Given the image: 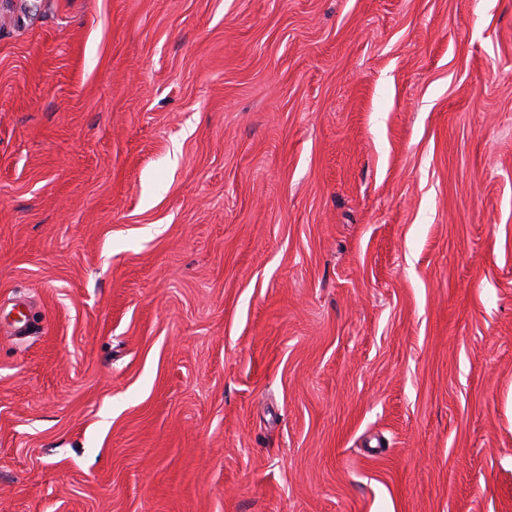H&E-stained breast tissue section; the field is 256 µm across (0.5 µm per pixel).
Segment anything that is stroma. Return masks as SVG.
I'll use <instances>...</instances> for the list:
<instances>
[{
    "label": "stroma",
    "instance_id": "obj_1",
    "mask_svg": "<svg viewBox=\"0 0 512 512\" xmlns=\"http://www.w3.org/2000/svg\"><path fill=\"white\" fill-rule=\"evenodd\" d=\"M0 512H512V0L0 14Z\"/></svg>",
    "mask_w": 512,
    "mask_h": 512
}]
</instances>
